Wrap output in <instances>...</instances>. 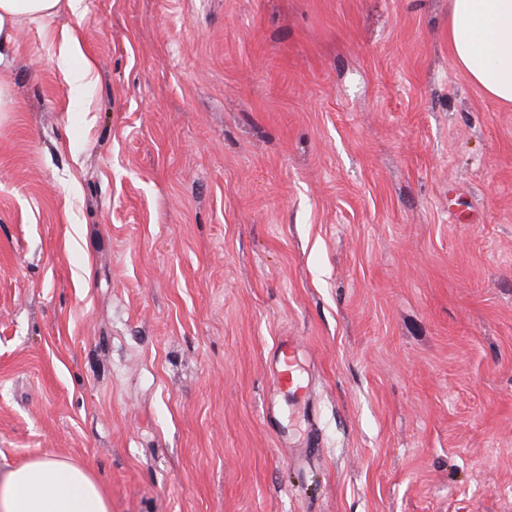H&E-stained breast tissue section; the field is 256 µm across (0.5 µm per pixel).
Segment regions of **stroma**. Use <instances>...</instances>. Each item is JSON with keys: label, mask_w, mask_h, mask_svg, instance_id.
<instances>
[{"label": "stroma", "mask_w": 512, "mask_h": 512, "mask_svg": "<svg viewBox=\"0 0 512 512\" xmlns=\"http://www.w3.org/2000/svg\"><path fill=\"white\" fill-rule=\"evenodd\" d=\"M0 70V471L112 512H512V109L448 0H81ZM294 337L313 401L272 395ZM1 512H112L92 476L62 460L40 459L0 478Z\"/></svg>", "instance_id": "obj_1"}]
</instances>
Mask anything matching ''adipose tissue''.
Here are the masks:
<instances>
[{
  "label": "adipose tissue",
  "mask_w": 512,
  "mask_h": 512,
  "mask_svg": "<svg viewBox=\"0 0 512 512\" xmlns=\"http://www.w3.org/2000/svg\"><path fill=\"white\" fill-rule=\"evenodd\" d=\"M61 0H0V65L20 26L55 15ZM448 48L484 94L512 107V0H448ZM0 512H112L92 476L62 460L40 459L0 476Z\"/></svg>",
  "instance_id": "1"
}]
</instances>
